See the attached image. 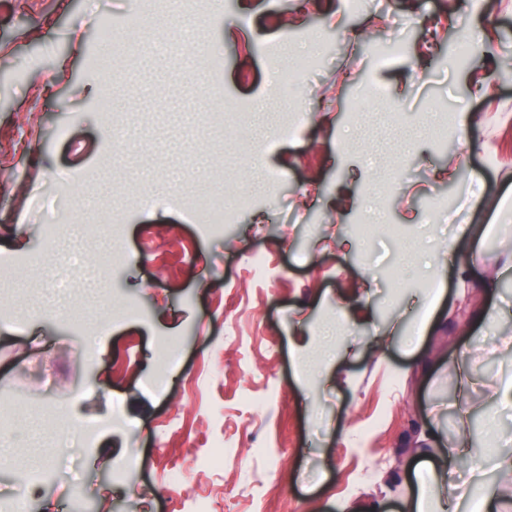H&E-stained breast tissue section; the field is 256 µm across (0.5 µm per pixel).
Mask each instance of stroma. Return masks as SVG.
I'll return each mask as SVG.
<instances>
[{"label":"stroma","instance_id":"1","mask_svg":"<svg viewBox=\"0 0 512 512\" xmlns=\"http://www.w3.org/2000/svg\"><path fill=\"white\" fill-rule=\"evenodd\" d=\"M142 8L141 52L107 75L99 17L124 26ZM397 37L403 53L378 69ZM312 49V72L280 100L270 70ZM503 57L512 0H233L218 14L210 0H0V490L30 512H182L200 494L213 512H401L406 476L435 447L418 432L446 442L459 422L462 356L473 446L512 452V407L491 397L512 376ZM373 84L399 95V124L366 96ZM216 89L248 125L256 107L270 113L252 150L205 120ZM302 106L309 121L283 134L280 109ZM217 184L246 201L220 231L194 210ZM436 202L450 211L432 224ZM62 205L68 230L48 240ZM379 207L382 226L363 236ZM461 224L472 240L433 271ZM111 299L126 316L101 334ZM364 302L372 322L341 331L352 353L322 368L299 356L296 337L320 342L337 306ZM162 336L178 357L155 391ZM63 407L105 425L118 410L126 426L86 444L59 424ZM217 429L226 459L213 471L199 460ZM131 459L133 483L115 470Z\"/></svg>","mask_w":512,"mask_h":512}]
</instances>
